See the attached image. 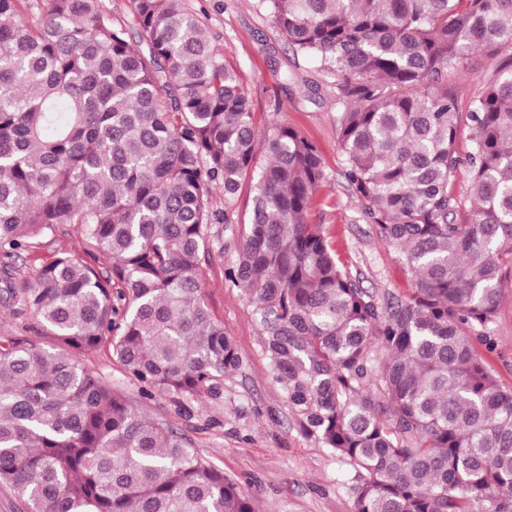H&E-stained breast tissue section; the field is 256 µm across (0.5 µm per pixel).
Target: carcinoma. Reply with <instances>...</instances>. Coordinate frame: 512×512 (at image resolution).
I'll use <instances>...</instances> for the list:
<instances>
[{"label":"carcinoma","mask_w":512,"mask_h":512,"mask_svg":"<svg viewBox=\"0 0 512 512\" xmlns=\"http://www.w3.org/2000/svg\"><path fill=\"white\" fill-rule=\"evenodd\" d=\"M336 100L345 179L411 274L379 305L308 214L327 173L296 129L259 130L250 90L186 0H0V485L26 512H256L182 435L87 367L108 345L146 398L216 392L241 363L201 271L248 223L225 281L259 316L273 379L306 431L358 472L355 512H512V387L477 345L512 272V0H258ZM493 71L468 116L448 70ZM470 171L469 206L453 183ZM224 198V215L214 199ZM76 228L112 277L62 252ZM491 66V61L483 53L475 52L465 61L464 67L448 74V89L456 94L461 113L458 148L462 153L469 148L470 139L473 136L471 123L467 118L469 104L483 88ZM59 251H70L83 254L82 239L75 231L66 234L56 233L39 240V244L26 255L24 261L20 260L18 265L22 267V275L34 276L37 269L53 260Z\"/></svg>","instance_id":"cac0c4a2"}]
</instances>
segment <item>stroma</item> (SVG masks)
Returning <instances> with one entry per match:
<instances>
[{
    "mask_svg": "<svg viewBox=\"0 0 512 512\" xmlns=\"http://www.w3.org/2000/svg\"><path fill=\"white\" fill-rule=\"evenodd\" d=\"M188 5L205 15L218 44L251 90L259 122L292 126L321 152L328 179L308 220L326 226L346 271L375 301L407 293L412 286L410 274L367 220L364 201L344 177L336 106L327 95L315 102L310 99V87L320 79L317 63L284 45L255 0H188ZM286 71L295 73L294 83L282 82ZM490 71V60L475 52L448 75V87L456 94L462 115L459 150L470 145L473 130L466 113ZM223 237V252L213 253L203 265L204 292L233 337L241 365L225 376L218 394L187 399L180 405L165 395L144 399L108 349L90 354L88 364L134 399L148 418L184 434L214 468L240 482L254 495L258 512H354L360 479L346 461L303 430L299 416L274 382L254 307L240 289L224 280L225 267L237 256L238 239L228 231ZM82 250L77 232L44 237L22 261V273L34 275L58 252ZM503 291L499 313L488 327L495 346L484 357L501 383L512 386V273L506 276Z\"/></svg>",
    "mask_w": 512,
    "mask_h": 512,
    "instance_id": "obj_1",
    "label": "stroma"
}]
</instances>
